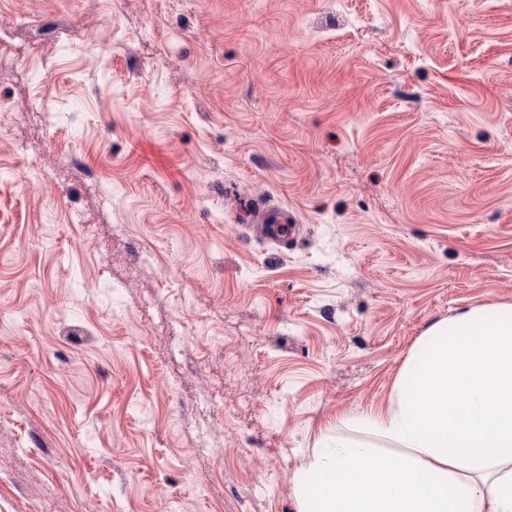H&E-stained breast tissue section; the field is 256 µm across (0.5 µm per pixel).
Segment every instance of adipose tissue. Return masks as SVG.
Segmentation results:
<instances>
[{"label":"adipose tissue","mask_w":512,"mask_h":512,"mask_svg":"<svg viewBox=\"0 0 512 512\" xmlns=\"http://www.w3.org/2000/svg\"><path fill=\"white\" fill-rule=\"evenodd\" d=\"M293 483L297 512H512V303L432 322Z\"/></svg>","instance_id":"obj_1"}]
</instances>
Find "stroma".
<instances>
[{"mask_svg":"<svg viewBox=\"0 0 512 512\" xmlns=\"http://www.w3.org/2000/svg\"><path fill=\"white\" fill-rule=\"evenodd\" d=\"M502 302L512 0H0V512H296ZM254 227L270 241L287 244L293 234V224L286 216L275 210L261 211L256 216Z\"/></svg>","mask_w":512,"mask_h":512,"instance_id":"1","label":"stroma"}]
</instances>
